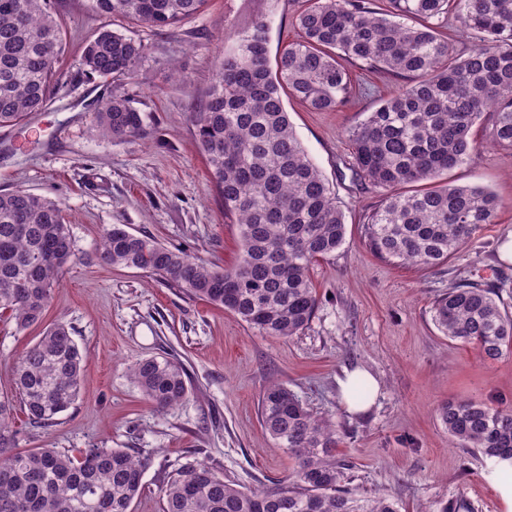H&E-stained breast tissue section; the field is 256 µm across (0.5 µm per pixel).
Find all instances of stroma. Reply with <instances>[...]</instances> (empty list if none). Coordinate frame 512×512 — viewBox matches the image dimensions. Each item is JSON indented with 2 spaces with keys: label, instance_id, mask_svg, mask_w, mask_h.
Returning <instances> with one entry per match:
<instances>
[{
  "label": "stroma",
  "instance_id": "obj_1",
  "mask_svg": "<svg viewBox=\"0 0 512 512\" xmlns=\"http://www.w3.org/2000/svg\"><path fill=\"white\" fill-rule=\"evenodd\" d=\"M302 0H208L197 15L164 33L121 16L98 14L92 0H50L63 36L50 96L42 111L0 129V192L17 189L57 200L76 258L46 312L62 321L81 349L83 390L58 423L31 427L14 409L11 428L23 448L79 455L87 448H125L147 460L144 490L133 512H162L157 487L193 459L245 488L270 486L294 465L264 430L259 400L272 381L285 383L310 409L331 415L346 461L344 485L386 494L401 512H506L489 461L451 444L437 417L441 405L476 399L512 407V355L481 358L449 340L431 319L435 299L468 281L512 295V150L485 146L450 172L456 183L490 189L502 203L487 224L440 267L418 270L383 262L363 245L361 224L383 189L346 177L348 132L395 93L387 76L373 94L335 112H313L285 100L309 157L333 185L347 225L343 246L315 264L318 305L308 327L291 338L262 336L224 309L168 287L158 277L98 263L102 232L120 224L213 267L232 265L239 228L224 218L192 114L206 100L224 38L256 16L270 20L268 49L277 58L299 40ZM110 29L148 45L134 77L90 79L83 48ZM114 97L142 113L140 134L101 136L94 114ZM42 333L0 323V395L18 393L15 358ZM171 357L187 373L182 403L155 410L129 374L142 357ZM363 369L379 383L369 409L348 413L336 384Z\"/></svg>",
  "mask_w": 512,
  "mask_h": 512
}]
</instances>
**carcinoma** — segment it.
<instances>
[{"mask_svg": "<svg viewBox=\"0 0 512 512\" xmlns=\"http://www.w3.org/2000/svg\"><path fill=\"white\" fill-rule=\"evenodd\" d=\"M207 0H93L101 14L165 31L198 14ZM453 13L477 43L459 53L441 34ZM299 40L275 64L269 22L259 16L224 47L204 106L193 114L199 145L224 203L240 227L236 262L209 267L116 224L101 234L96 258L142 270L224 309L261 335L290 338L311 321L317 296L312 264L331 259L346 238L333 187L299 141L283 96L317 112L344 107L355 93L343 58L403 81L349 132L352 171L386 191L364 218V242L377 258L433 269L444 265L485 224L499 199L448 173L490 143L512 150V0H308L296 18ZM61 27L48 0H0V128L43 108ZM147 47L103 29L83 51L86 75L135 74ZM96 129L112 138L139 133L143 116L110 99ZM404 185L418 187L403 195ZM74 256L59 203L25 190L0 193V317L24 331L40 323ZM432 321L449 339L489 360L512 355V307L500 291L462 282L435 300ZM82 353L54 323L13 363L29 423L48 427L80 397ZM131 375L157 410L188 395L183 369L157 357L136 360ZM13 404L0 399V512H132L146 462L123 448H87L74 457L54 448L11 453ZM262 422L288 449L294 468L273 488L243 490L195 459L158 486L163 512H399L388 496L342 486L332 418L309 409L273 381L260 399ZM440 419L453 444L494 464L512 465V408L450 402Z\"/></svg>", "mask_w": 512, "mask_h": 512, "instance_id": "cac0c4a2", "label": "carcinoma"}]
</instances>
